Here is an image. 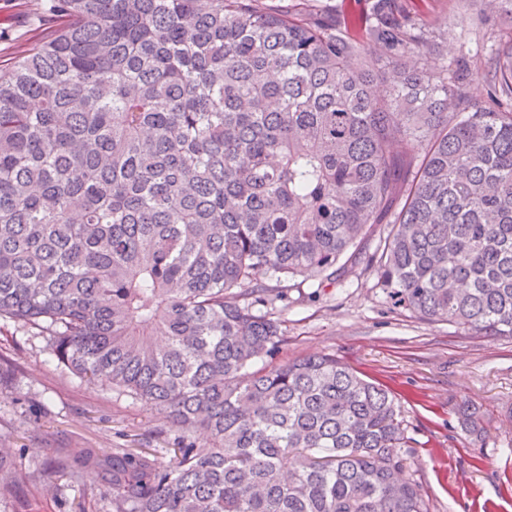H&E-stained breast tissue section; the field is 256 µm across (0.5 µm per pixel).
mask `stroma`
<instances>
[{"mask_svg": "<svg viewBox=\"0 0 512 512\" xmlns=\"http://www.w3.org/2000/svg\"><path fill=\"white\" fill-rule=\"evenodd\" d=\"M43 2L0 0L1 65L38 42ZM398 3L468 61L487 59L512 39V17L481 23L483 0ZM375 246L367 240L355 264L320 292L290 288L280 359L333 354L393 393L406 426L404 474L419 483L431 512H512V340L422 321L394 304L366 266ZM1 360L11 367L0 372V448L42 474L21 491V512H107L89 492L99 477L66 486L55 461L67 449L108 458L119 448L170 447L144 403L57 368L40 340L3 321ZM464 401L484 411L481 438L459 425Z\"/></svg>", "mask_w": 512, "mask_h": 512, "instance_id": "35a3bbf8", "label": "stroma"}]
</instances>
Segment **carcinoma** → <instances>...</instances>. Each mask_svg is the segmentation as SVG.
<instances>
[{
    "label": "carcinoma",
    "mask_w": 512,
    "mask_h": 512,
    "mask_svg": "<svg viewBox=\"0 0 512 512\" xmlns=\"http://www.w3.org/2000/svg\"><path fill=\"white\" fill-rule=\"evenodd\" d=\"M44 11L0 70V320L173 435L71 448L70 481L110 475L109 512H429L391 393L332 355L276 360L278 314L376 232L395 303L512 338V44L431 65L436 32L395 0ZM38 479L0 448V504Z\"/></svg>",
    "instance_id": "cac0c4a2"
}]
</instances>
